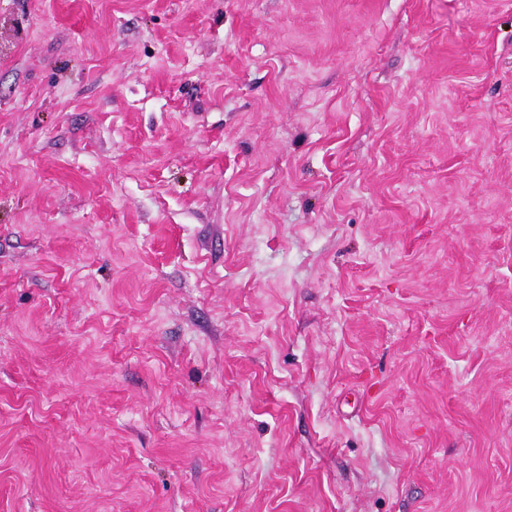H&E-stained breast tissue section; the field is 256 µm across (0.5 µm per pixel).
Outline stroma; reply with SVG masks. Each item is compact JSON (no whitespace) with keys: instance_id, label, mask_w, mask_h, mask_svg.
Wrapping results in <instances>:
<instances>
[{"instance_id":"35a3bbf8","label":"stroma","mask_w":512,"mask_h":512,"mask_svg":"<svg viewBox=\"0 0 512 512\" xmlns=\"http://www.w3.org/2000/svg\"><path fill=\"white\" fill-rule=\"evenodd\" d=\"M0 512H512V0H0Z\"/></svg>"}]
</instances>
